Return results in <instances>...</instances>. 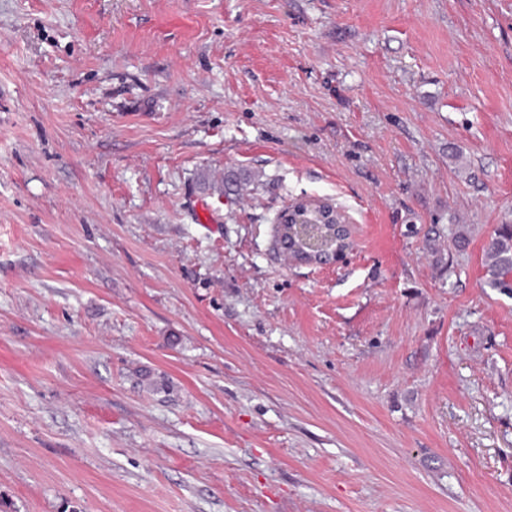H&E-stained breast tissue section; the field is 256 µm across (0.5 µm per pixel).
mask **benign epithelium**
<instances>
[{"label": "benign epithelium", "mask_w": 512, "mask_h": 512, "mask_svg": "<svg viewBox=\"0 0 512 512\" xmlns=\"http://www.w3.org/2000/svg\"><path fill=\"white\" fill-rule=\"evenodd\" d=\"M326 203L299 200L282 211L274 225L275 240L290 263L308 257L307 263L334 265L350 247L351 225L336 211L323 210Z\"/></svg>", "instance_id": "benign-epithelium-1"}]
</instances>
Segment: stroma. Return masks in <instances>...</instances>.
<instances>
[{
	"label": "stroma",
	"instance_id": "stroma-1",
	"mask_svg": "<svg viewBox=\"0 0 512 512\" xmlns=\"http://www.w3.org/2000/svg\"><path fill=\"white\" fill-rule=\"evenodd\" d=\"M505 224L512 0H0V512H512ZM327 204L299 200L281 212L280 223L274 225L275 240L289 263L334 265L345 257L350 247L351 224L334 208L325 211ZM290 242L294 243L292 248ZM293 250L309 260H299ZM490 288L512 293V225L505 224L490 238L484 250Z\"/></svg>",
	"mask_w": 512,
	"mask_h": 512
}]
</instances>
